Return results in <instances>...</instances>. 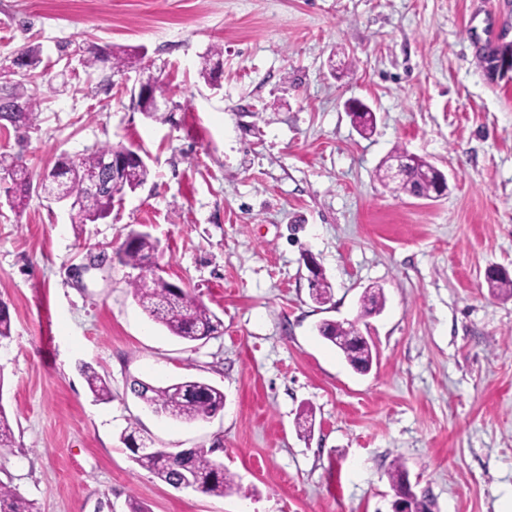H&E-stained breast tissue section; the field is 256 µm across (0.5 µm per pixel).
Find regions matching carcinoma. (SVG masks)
Returning a JSON list of instances; mask_svg holds the SVG:
<instances>
[{
	"mask_svg": "<svg viewBox=\"0 0 512 512\" xmlns=\"http://www.w3.org/2000/svg\"><path fill=\"white\" fill-rule=\"evenodd\" d=\"M40 63V52L36 47H27L19 52L13 64L27 71ZM107 66L118 72L125 68V58L118 51L96 53L86 60V66ZM141 112L156 122L166 123L171 113L155 109L151 96L139 94ZM37 120L36 102L17 91L0 93V122L6 121L14 127H30ZM112 152L129 155L132 148L121 143L97 146L79 158L62 155L55 167L45 174L51 189L58 184L76 185L91 175L99 164L100 155ZM8 177L6 196L20 205L29 197L32 177L27 167L7 155H0V175ZM151 174L147 163L128 158L119 176L112 179V187L84 197L73 208L72 222L75 224L96 223L112 212L115 202L127 192L144 185ZM434 181L422 175L418 168L411 169L401 180L393 182V191L413 197L429 198L433 194ZM158 243L147 233L132 232L117 252L119 262L133 269L148 270L153 264ZM491 292L512 296V278L489 275L486 277ZM130 288L139 305L154 321L160 323L174 336L188 341L204 339L218 332L222 321L199 299L181 288L153 275L150 288L140 287V278L130 282ZM318 334L331 342L344 355L351 367L368 364L372 353L352 345L356 331L346 322L323 321L317 326ZM89 391L95 399L112 401V388L108 381L92 367H84ZM130 389L135 397L153 412L183 422L206 420L224 409V393L202 380H184L168 385H153L141 379L131 381ZM121 439L132 452L133 460L150 471L159 481L175 488L184 475L194 478V490L203 494L222 497L235 487V481L224 465L212 456V450L194 448L180 452H169L163 448H151L137 441L135 432L121 433ZM15 434L5 408L0 404V448H10ZM0 512H37L35 504L25 499L14 487L0 482Z\"/></svg>",
	"mask_w": 512,
	"mask_h": 512,
	"instance_id": "carcinoma-1",
	"label": "carcinoma"
}]
</instances>
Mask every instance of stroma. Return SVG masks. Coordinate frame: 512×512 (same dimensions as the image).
<instances>
[{
    "label": "stroma",
    "mask_w": 512,
    "mask_h": 512,
    "mask_svg": "<svg viewBox=\"0 0 512 512\" xmlns=\"http://www.w3.org/2000/svg\"><path fill=\"white\" fill-rule=\"evenodd\" d=\"M512 43V0H0V88L39 102L36 125L0 127V154L34 175L105 143L139 148L148 181L96 224L31 191L0 205V404L15 443L0 481L40 512H392L402 463L433 512H503L512 498V77L487 49ZM221 45L217 86L200 75ZM40 50L29 76L13 58ZM137 50L131 69L91 51ZM159 77L171 122L137 106ZM375 112L361 136L346 110ZM406 149L438 167L439 200L378 176ZM158 242L154 267L222 319L185 342L151 321L115 252L130 231ZM331 285L313 301L307 256ZM385 306L361 317L368 288ZM357 320L375 357L360 374L319 336ZM112 386L95 401L81 374ZM201 378L224 408L185 423L152 413L132 379ZM312 410L309 437L295 422ZM211 448L237 490L176 489L131 458ZM136 83L139 85V90L141 91L138 95V105L141 112H143L147 118L152 119L153 121L160 123L168 122L170 120L171 113L157 111L151 96L144 95L152 91V89L158 83V80L153 76H148L146 78L138 77Z\"/></svg>",
    "instance_id": "1"
}]
</instances>
